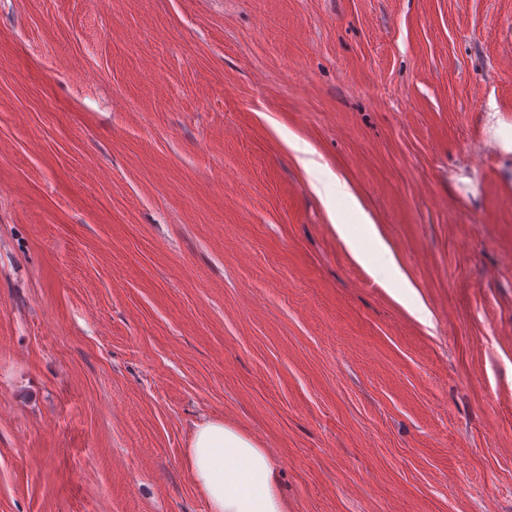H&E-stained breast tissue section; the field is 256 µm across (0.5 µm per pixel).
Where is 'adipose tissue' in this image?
I'll list each match as a JSON object with an SVG mask.
<instances>
[{
    "instance_id": "ef3b65f1",
    "label": "adipose tissue",
    "mask_w": 512,
    "mask_h": 512,
    "mask_svg": "<svg viewBox=\"0 0 512 512\" xmlns=\"http://www.w3.org/2000/svg\"><path fill=\"white\" fill-rule=\"evenodd\" d=\"M185 459L209 512H288L275 458L236 427L221 420L197 424Z\"/></svg>"
}]
</instances>
